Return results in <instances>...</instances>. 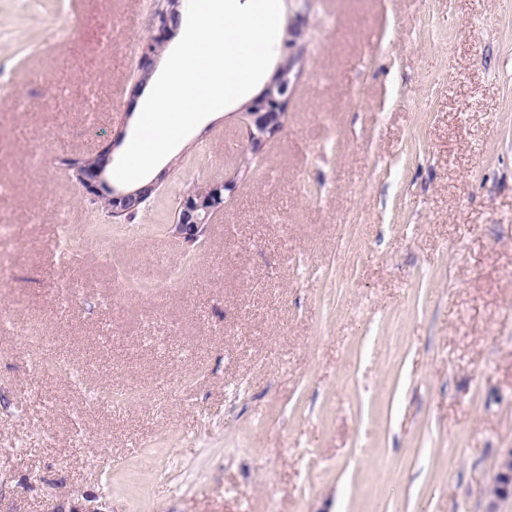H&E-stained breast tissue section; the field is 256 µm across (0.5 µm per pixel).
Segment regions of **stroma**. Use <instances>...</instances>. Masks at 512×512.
I'll use <instances>...</instances> for the list:
<instances>
[{
  "mask_svg": "<svg viewBox=\"0 0 512 512\" xmlns=\"http://www.w3.org/2000/svg\"><path fill=\"white\" fill-rule=\"evenodd\" d=\"M156 8L0 0V512H512V0H284L262 154L219 110L115 222L62 161L129 145ZM285 42L291 51L278 64L273 82L247 107L250 150L254 155L261 152L268 138L281 126L292 87L293 71L301 60V53L294 50L295 41L286 39ZM233 188L232 182L215 177L185 190L171 226L188 248L197 249L202 244L212 217L224 209V191Z\"/></svg>",
  "mask_w": 512,
  "mask_h": 512,
  "instance_id": "obj_1",
  "label": "stroma"
}]
</instances>
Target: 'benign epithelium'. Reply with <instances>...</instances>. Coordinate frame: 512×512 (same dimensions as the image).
Returning <instances> with one entry per match:
<instances>
[{"label": "benign epithelium", "instance_id": "benign-epithelium-1", "mask_svg": "<svg viewBox=\"0 0 512 512\" xmlns=\"http://www.w3.org/2000/svg\"><path fill=\"white\" fill-rule=\"evenodd\" d=\"M183 0H162L154 13L153 25L159 34L142 45V76L139 85L146 84L152 76L153 57L160 55L164 42L160 32L180 23V7ZM295 41H287V53L277 66L276 76L260 97L247 107L250 150L257 155L266 141L281 126V119L292 87V75L301 60V53L294 51ZM112 146L99 151L94 158L71 159L68 166L76 169L78 179L88 192L100 198L113 218L131 216L150 200L156 190V181L143 183L133 189H120L107 182L105 168ZM234 184L220 178L189 186L175 212L172 230L189 248H198L204 238L208 224L214 214L224 209V192L231 191ZM494 484L509 493L512 491V453L505 456L498 467Z\"/></svg>", "mask_w": 512, "mask_h": 512}]
</instances>
